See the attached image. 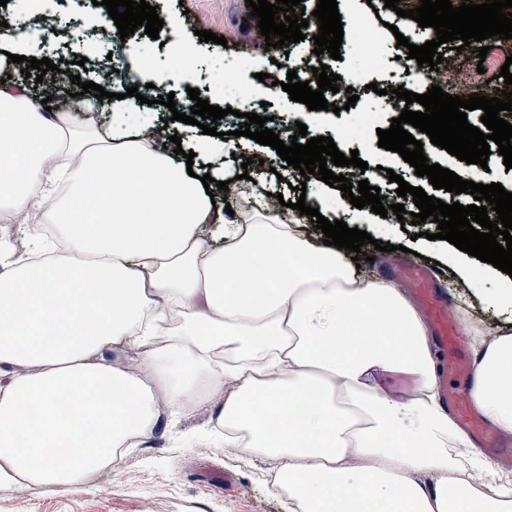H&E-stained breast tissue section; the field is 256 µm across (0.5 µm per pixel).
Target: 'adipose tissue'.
<instances>
[{"instance_id":"ef3b65f1","label":"adipose tissue","mask_w":512,"mask_h":512,"mask_svg":"<svg viewBox=\"0 0 512 512\" xmlns=\"http://www.w3.org/2000/svg\"><path fill=\"white\" fill-rule=\"evenodd\" d=\"M40 28L8 17L0 70ZM111 90L77 124L0 85V487L81 489L207 390L219 401L206 439L271 461L293 512H512V470L476 452L442 401L436 339L405 290L270 209L263 175L247 222L228 216L201 177L242 142L160 148L169 131L124 81ZM97 175L111 188L92 189ZM15 224L54 233L20 253ZM462 318L470 403L511 438L512 327Z\"/></svg>"}]
</instances>
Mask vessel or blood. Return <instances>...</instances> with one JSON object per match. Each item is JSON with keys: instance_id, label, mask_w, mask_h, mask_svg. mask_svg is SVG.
<instances>
[{"instance_id": "1", "label": "vessel or blood", "mask_w": 512, "mask_h": 512, "mask_svg": "<svg viewBox=\"0 0 512 512\" xmlns=\"http://www.w3.org/2000/svg\"><path fill=\"white\" fill-rule=\"evenodd\" d=\"M395 275L407 285L434 323L445 351L443 365L451 380L447 398L459 419L468 426H475L476 421L463 399V393L472 379L471 361L461 345L458 327L448 312L447 303L438 301L433 294L432 272L425 267L400 264L395 268Z\"/></svg>"}]
</instances>
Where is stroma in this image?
<instances>
[{
  "mask_svg": "<svg viewBox=\"0 0 512 512\" xmlns=\"http://www.w3.org/2000/svg\"><path fill=\"white\" fill-rule=\"evenodd\" d=\"M148 2L156 6L164 25L158 39H151L140 29L132 35V42L145 49L160 70L168 68L175 48L180 46H190L196 57L198 69L190 82H175L169 86L176 98H185L191 87L207 92L211 63L229 54L240 62L231 72V79L253 87L257 101L270 104L272 112L296 113L298 121L306 124L308 137L335 136L337 127L352 119V112L346 110L334 113L308 109L305 104L292 101L282 90L280 83L286 80L288 71L301 73L316 64L312 42L307 39L293 43L285 50L265 49L263 43L255 39L245 0ZM337 2L344 36L341 57L329 60V70L354 87L359 105L364 106L375 96L369 85L377 76L371 71L358 72L359 61L351 56L356 19H363L370 27L381 31L382 36L372 51L380 56L383 69L390 77L399 73L397 59L407 53L406 47L398 46L397 35H404L418 46L425 44L427 37L396 18L385 8L384 0ZM50 4L61 19L60 27L55 34L38 39L31 53L52 60L61 55L76 59L74 36L82 29L84 20L72 11L69 0H50ZM201 30L223 35L226 45L200 41L197 33ZM261 72L266 73V80H258ZM378 141L377 133L373 132L365 141L352 145L342 143L338 149L345 154L358 150L360 159L367 161L369 169L384 167V174L374 181L381 193L396 191V183L388 179L393 172L411 186L422 188L427 195L448 200V192L434 188L427 177L416 176L409 163L395 152L379 147ZM423 149L431 161L462 178L485 185L499 183L512 192V170L506 169L498 153H491L486 166L482 167L460 161L429 142L424 143ZM266 183L273 191L282 193L288 203L296 202L304 190L324 198L335 193L334 188L323 182L303 184L299 171L288 165L278 166L276 173L268 175ZM361 227L374 239L395 245V258L412 265L427 264L436 274L439 291L450 292L455 299L468 296L475 315L488 323L501 322V315L486 304L483 291L467 293L460 287L449 288L440 261L450 244L436 239L434 221L404 230L399 224L370 212ZM214 417L211 404L204 402L177 422L163 423L136 448L114 461L111 469L89 472L87 487L82 491H57L33 485L2 487L0 512H289L287 497L273 491L264 479L272 470L268 460L234 457L227 448L200 442L180 443V436L206 432Z\"/></svg>",
  "mask_w": 512,
  "mask_h": 512,
  "instance_id": "35a3bbf8",
  "label": "stroma"
}]
</instances>
